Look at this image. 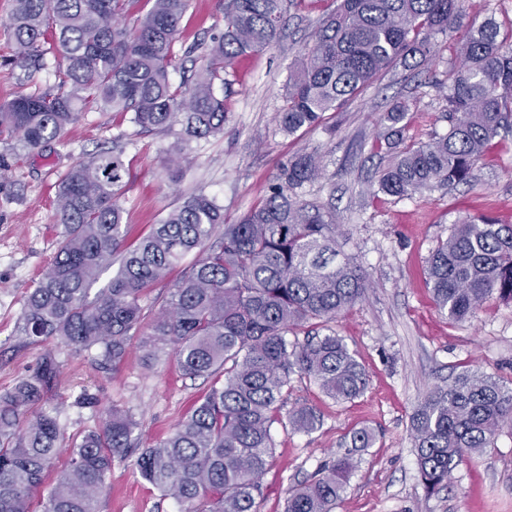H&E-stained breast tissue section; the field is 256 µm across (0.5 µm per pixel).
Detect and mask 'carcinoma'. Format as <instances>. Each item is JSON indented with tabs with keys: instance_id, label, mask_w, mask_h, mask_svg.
<instances>
[{
	"instance_id": "obj_1",
	"label": "carcinoma",
	"mask_w": 512,
	"mask_h": 512,
	"mask_svg": "<svg viewBox=\"0 0 512 512\" xmlns=\"http://www.w3.org/2000/svg\"><path fill=\"white\" fill-rule=\"evenodd\" d=\"M134 0H13L10 39L18 59L44 66L45 44L66 59L60 91L20 94L0 104V137L30 150L60 136L81 113L132 114L145 132L181 131L186 144L224 132V100L213 91L220 71L240 55L279 36L286 0H227L224 32L205 45L204 63L189 85L175 87L169 68L188 0H153L130 28ZM464 0H340L312 42L290 66L279 126L294 135L318 126L361 96L390 69L441 57L439 40L462 15ZM448 132L406 143V102L380 117L376 149L390 157L373 191L397 199L470 181L488 144L512 133V17L491 15L467 31L448 68ZM123 151L102 150L71 167L58 186L64 233L50 268L25 297L20 314L27 344L42 350L35 371L0 393V512H31L39 487L62 447L57 419L33 406L52 395L58 341L75 353L100 349L101 363L119 365L143 319L142 298L190 253L186 267L151 326L153 345L171 348L183 375L224 374L167 439L147 448L139 423L114 408L98 429L72 441L68 468L56 479L44 512H100L112 462L137 454L140 476L182 512H256L272 457L271 426L294 375L334 402H349L368 374L344 341L311 333L362 300L369 278L338 259L336 214L297 190L323 176L319 157L300 152L283 164L259 203L237 223L199 192L187 197L136 244L126 243L119 191L127 174ZM224 232L214 237L216 227ZM118 263L97 291L100 275ZM428 285L440 310L464 322L493 297L512 300V224L480 214L454 225L428 259ZM306 330L300 342L288 334ZM512 422V388L472 370L438 386L412 421L421 480L435 493L466 454L490 446ZM320 425L310 407L289 412L288 426L309 433ZM371 428L355 429L350 449L288 489L283 512H333L358 455L373 447Z\"/></svg>"
}]
</instances>
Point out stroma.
I'll list each match as a JSON object with an SVG mask.
<instances>
[{
    "instance_id": "1",
    "label": "stroma",
    "mask_w": 512,
    "mask_h": 512,
    "mask_svg": "<svg viewBox=\"0 0 512 512\" xmlns=\"http://www.w3.org/2000/svg\"><path fill=\"white\" fill-rule=\"evenodd\" d=\"M336 5V0H290L276 43L238 57L220 72L213 89L226 105L224 133L191 141L189 162L180 172L166 164L175 133L140 131L117 112L82 113L59 140L35 151L16 137L0 140V392L31 374L41 355L40 348L26 344L19 315L56 253L64 231L57 184L77 161L120 141L128 169L120 201L127 240L136 243L200 191L223 205L227 222L237 221L258 203L281 163L297 152L315 151L324 176L301 196L335 212L345 229L338 239L342 256L365 270L372 283L366 298L329 328L366 367L369 385L360 398L336 403L309 380L292 377L284 410L315 408L321 425L295 433L273 423V453L257 512H282L288 487L344 453L351 431L363 425L374 429L376 441L362 454L334 512H512V426H503L483 452L464 456L449 487L433 494L422 484L411 431L423 398L463 368L512 387V301L490 299L472 320L455 324L439 310L426 283L427 259L454 224L480 213L512 222V136L492 142L470 183L402 200L373 195L371 184L387 163L373 146L382 112L409 101L406 135L414 142L447 131L439 87L448 70L444 58L425 69L397 67L342 111L327 113L316 128L298 136L283 133L277 112L289 66ZM11 9L12 0H0V103L38 89L56 90L55 72L65 65L55 50L46 57V70L36 74L16 60L6 34ZM491 14L512 17V0H466L461 25L449 28L444 41L456 46L467 25ZM223 29L222 0H189L170 69L173 85L202 64L193 44ZM183 272L174 268L148 291L140 329L119 367L101 366L97 350L76 354L55 345L59 385L40 409L58 419L66 436L98 427L105 410L115 406L138 421L140 441L150 446L171 435L208 392L210 380L182 376L171 349L146 357L152 321ZM108 483L100 512H180L140 477L134 458L115 462Z\"/></svg>"
}]
</instances>
